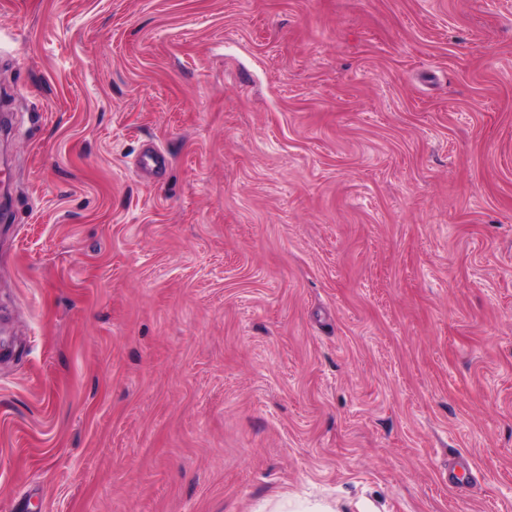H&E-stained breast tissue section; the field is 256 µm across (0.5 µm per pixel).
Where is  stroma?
<instances>
[{"label": "stroma", "mask_w": 512, "mask_h": 512, "mask_svg": "<svg viewBox=\"0 0 512 512\" xmlns=\"http://www.w3.org/2000/svg\"><path fill=\"white\" fill-rule=\"evenodd\" d=\"M0 38V512H512V0H0Z\"/></svg>", "instance_id": "35a3bbf8"}]
</instances>
